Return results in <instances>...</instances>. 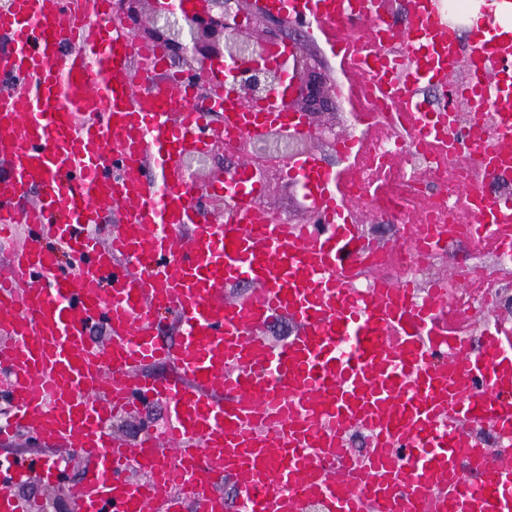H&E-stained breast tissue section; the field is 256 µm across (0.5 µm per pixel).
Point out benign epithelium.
Listing matches in <instances>:
<instances>
[{"label":"benign epithelium","mask_w":512,"mask_h":512,"mask_svg":"<svg viewBox=\"0 0 512 512\" xmlns=\"http://www.w3.org/2000/svg\"><path fill=\"white\" fill-rule=\"evenodd\" d=\"M116 15L132 29H138L145 15H150L151 38L162 39L178 56L187 71L225 56L236 55L242 67L235 72L233 87L241 103L251 104L276 91L281 74L264 65L260 48L272 47L283 39L269 33L273 27L286 28L288 21L269 13L252 12V0H211L198 15L177 14L162 0H115ZM252 16L253 32L241 30L237 20ZM295 93L288 99V107L314 119L315 102L323 106L334 104L331 79L321 68L306 62L299 75L293 78Z\"/></svg>","instance_id":"obj_1"}]
</instances>
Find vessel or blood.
I'll return each mask as SVG.
<instances>
[{
	"instance_id": "1",
	"label": "vessel or blood",
	"mask_w": 512,
	"mask_h": 512,
	"mask_svg": "<svg viewBox=\"0 0 512 512\" xmlns=\"http://www.w3.org/2000/svg\"><path fill=\"white\" fill-rule=\"evenodd\" d=\"M258 0L262 10L323 25L333 54L353 57L337 27H387L408 43L402 61L359 71L415 131L445 124L422 86L451 88L493 130L466 133L454 153L465 174L463 231L413 224L409 250L462 233L497 241L512 230V199L488 183L512 177V31L503 0H483V22L461 45L440 0H407L409 25L388 0ZM0 376L11 409L0 441L33 434L52 456L0 469V512H35L16 494L31 472L63 482L59 462L82 458L73 512H225L234 481L249 512H512V341L493 326L479 340L451 331L445 289L425 301L384 280L357 293L349 272L367 244L336 213L354 208L324 160L288 166L320 210L291 224L259 207L252 163L235 170L237 219L210 213L184 174L211 130L256 138L303 130L281 99L241 106L221 62L155 85L139 67L160 48L135 41L111 0H11L0 12ZM470 80L452 83L459 56ZM208 83L223 103L212 124L196 104ZM115 218L107 237L95 229ZM23 243L11 247L19 227ZM248 283L245 296L231 287ZM173 318L176 340L161 336ZM285 318L297 330L274 347L262 334ZM163 405L162 435L137 444L112 435L116 412ZM488 424L495 447L465 423ZM371 446L355 454L353 430Z\"/></svg>"
}]
</instances>
